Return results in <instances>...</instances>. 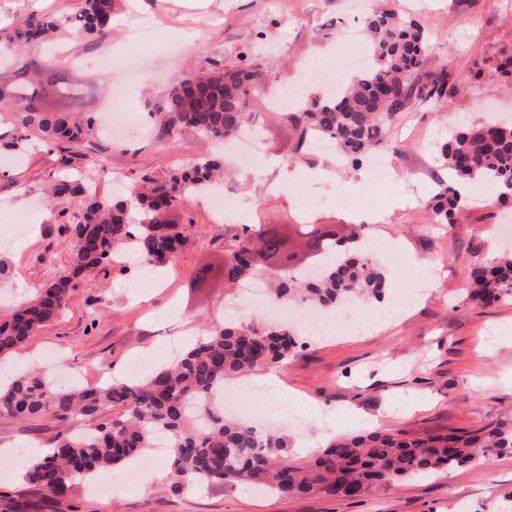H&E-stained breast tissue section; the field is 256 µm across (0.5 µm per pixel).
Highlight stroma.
Segmentation results:
<instances>
[{"mask_svg": "<svg viewBox=\"0 0 512 512\" xmlns=\"http://www.w3.org/2000/svg\"><path fill=\"white\" fill-rule=\"evenodd\" d=\"M349 0H288L279 13L274 0H116L111 35L102 39L53 36L52 53L26 48L29 58H54L66 66L73 85L85 91L87 113L99 116L112 95L113 75L101 58L131 40L130 28L150 22L158 43L192 34L191 49L172 57L158 52L142 65V85L133 106L159 112L170 90L192 70L258 46H266L267 78L251 97L249 111L260 142L274 167L256 173L228 172L226 185L235 208L224 223H212L206 209L186 202L168 211L170 224L194 223L192 243L174 270L150 293L133 288L136 277L110 266L92 282L71 292L60 318L39 329L8 361L16 367L33 361L51 371L83 370L91 385L126 378L138 356L157 362L177 356L213 325L237 320L254 329L269 320L257 308L268 288L256 283L251 296L229 288L221 275L224 242L246 224L280 230L297 223L299 203L288 193L273 195L266 180L282 181V172L298 170L310 186L311 220L316 224H359L365 236L386 240L401 258L380 264L390 288L426 290L425 299L404 310L385 328L314 339L298 335L294 357L278 369L283 403L272 405L259 427L281 429L288 451L305 457L322 422L336 434L369 429L401 431L425 439L456 430H473L512 415V341L493 342L499 327L512 325V303L482 306L471 300L466 270L498 255L512 226V199L493 206L469 204V188L456 183L466 200L453 224H434L427 202L442 184L436 150L449 130L479 120L477 104L495 101L512 108V76L496 72L512 56V0H395L403 12L416 13L432 34L428 64L447 65L452 89L440 105H422L402 113L392 136L403 150L390 157L391 186L373 184L366 169L335 167L329 156L296 147L297 135L283 110L269 104L271 90L299 77L311 58L336 62L350 28L362 27V12H349ZM79 0H0V27H12L31 13L66 15ZM204 136L186 133L177 144L144 134L118 140L91 135L88 147L72 156L74 168L108 167L99 178L100 194L111 195L116 182L132 184L143 174L162 175L195 160L216 157ZM60 149L28 148L20 165L0 163V302L19 304L69 265L72 243L61 214L76 213L79 201H45L49 173L60 168ZM204 282H197L201 267ZM50 420L20 421L0 415V453L24 450L33 459L58 433ZM69 500L79 512H500L512 504V455L487 464L407 479L386 492L354 500L323 496L259 495L244 485L193 486L172 493L167 482L144 481L97 494L88 480L72 478Z\"/></svg>", "mask_w": 512, "mask_h": 512, "instance_id": "1", "label": "stroma"}]
</instances>
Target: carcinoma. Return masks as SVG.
I'll return each mask as SVG.
<instances>
[{
	"mask_svg": "<svg viewBox=\"0 0 512 512\" xmlns=\"http://www.w3.org/2000/svg\"><path fill=\"white\" fill-rule=\"evenodd\" d=\"M114 8L115 0H81L72 15L32 14L4 36V43L39 44L58 30L103 38L112 29ZM365 31L372 67L302 111L287 113L298 144L312 147L328 138L353 165L373 150L398 152L390 130L400 114L414 102L439 104L448 96L446 68H426L429 34L417 18L386 2L367 18ZM14 62L10 84L0 90V104L15 105L9 147L21 153L36 139L64 151L79 148L91 134L93 119L75 112L84 97L69 90L68 71L19 55ZM264 75L260 58L240 55L183 80L168 94L162 132L194 131L216 144L236 137L248 126L250 93ZM436 162L452 178L477 189L474 204L512 196V122H478L450 134ZM222 176L219 161H195L167 176L145 174L123 195L110 198L89 189L72 172L51 175L52 196H76L81 202L79 214L65 225L73 242L71 266L39 288L27 305L0 320V365L40 327L60 317L75 281L105 269L115 250L128 247L151 268L173 269L195 235V224H167L163 212ZM461 207V197L446 184L428 205L433 223L448 225ZM295 233L313 261L299 264L293 255L288 266L272 270L269 300L334 310L353 297H381L386 275L365 249L362 234L354 230L339 238L325 224H298ZM281 247L275 229L244 225L228 243L234 258L224 267V277L232 287L239 286L260 273L261 263ZM468 277L474 285L471 297L482 304L512 300V255L476 263ZM297 347L286 325L258 331L229 322L213 327L181 357L144 379L61 388L37 366L11 374L0 371V415L50 419L64 427L78 417L91 420L79 432L57 434L49 451L32 461L26 478L38 495L3 494L0 512H72L75 506L65 492L71 477L127 465L155 447L162 434L167 436L174 491L242 482L268 494L339 500L512 453V417L426 439H407L401 431H365L335 438L305 461L288 453L282 436L224 417L225 384L284 365ZM106 409L116 410L115 415L99 420Z\"/></svg>",
	"mask_w": 512,
	"mask_h": 512,
	"instance_id": "obj_1",
	"label": "carcinoma"
}]
</instances>
